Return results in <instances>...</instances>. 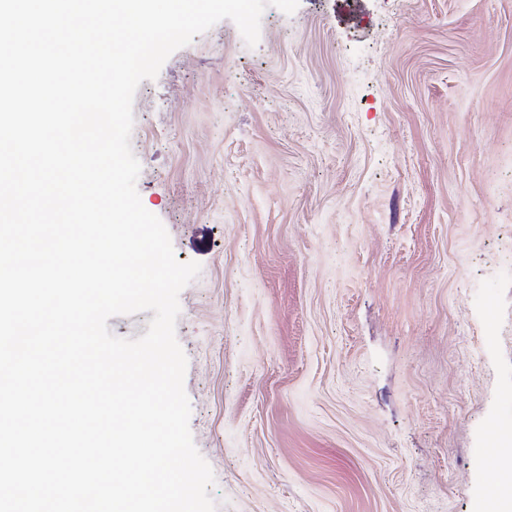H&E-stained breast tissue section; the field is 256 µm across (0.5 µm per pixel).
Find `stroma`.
I'll return each instance as SVG.
<instances>
[{"mask_svg": "<svg viewBox=\"0 0 512 512\" xmlns=\"http://www.w3.org/2000/svg\"><path fill=\"white\" fill-rule=\"evenodd\" d=\"M216 512H480L512 443V0H299L133 103Z\"/></svg>", "mask_w": 512, "mask_h": 512, "instance_id": "obj_1", "label": "stroma"}]
</instances>
